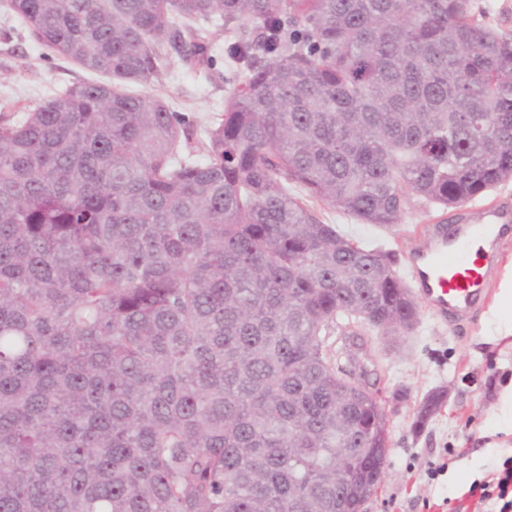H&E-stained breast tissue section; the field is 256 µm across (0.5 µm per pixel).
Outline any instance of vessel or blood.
<instances>
[{"mask_svg": "<svg viewBox=\"0 0 512 512\" xmlns=\"http://www.w3.org/2000/svg\"><path fill=\"white\" fill-rule=\"evenodd\" d=\"M509 226L512 213L493 208L486 222L463 225L452 237L427 227L428 241L415 253L412 264L419 293L437 315L463 319L487 300L488 273Z\"/></svg>", "mask_w": 512, "mask_h": 512, "instance_id": "1", "label": "vessel or blood"}]
</instances>
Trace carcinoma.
<instances>
[{
    "mask_svg": "<svg viewBox=\"0 0 512 512\" xmlns=\"http://www.w3.org/2000/svg\"><path fill=\"white\" fill-rule=\"evenodd\" d=\"M110 78L0 121V512H359L376 397L331 324L399 336L393 226L512 180V38L472 0H9ZM247 73L197 138L134 96L174 53ZM267 59L259 64L256 46Z\"/></svg>",
    "mask_w": 512,
    "mask_h": 512,
    "instance_id": "obj_1",
    "label": "carcinoma"
}]
</instances>
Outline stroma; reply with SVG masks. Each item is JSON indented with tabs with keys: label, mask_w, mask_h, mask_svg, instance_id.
Here are the masks:
<instances>
[{
	"label": "stroma",
	"mask_w": 512,
	"mask_h": 512,
	"mask_svg": "<svg viewBox=\"0 0 512 512\" xmlns=\"http://www.w3.org/2000/svg\"><path fill=\"white\" fill-rule=\"evenodd\" d=\"M212 40L217 51L211 69L173 55L149 82L127 84L126 92L161 97L186 122L205 127L245 78L225 60L227 33L213 30ZM99 79L65 58L43 55L6 0H0V113L14 106L34 108L67 87ZM494 199L512 208V181L458 209L411 199L390 230L358 223L325 205L316 213L324 223L390 251L394 270L410 285L411 251L422 242L423 230L438 218L447 224L475 223L480 208ZM510 273L512 237L500 246L488 301L469 321L442 319L422 303L415 329L398 345L373 332L354 336L367 388L383 405L390 430L382 486L364 512H454L472 484L512 465V306L503 303ZM435 391L444 393L443 404L419 423L420 407Z\"/></svg>",
	"instance_id": "obj_1"
}]
</instances>
